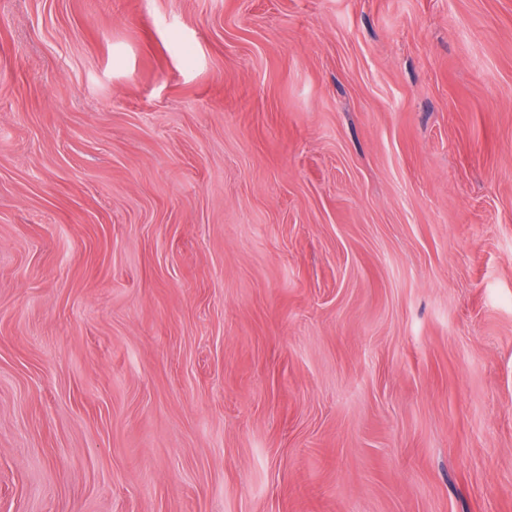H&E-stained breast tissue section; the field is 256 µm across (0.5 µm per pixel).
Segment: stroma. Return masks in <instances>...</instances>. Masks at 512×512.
Masks as SVG:
<instances>
[{
    "label": "stroma",
    "instance_id": "1",
    "mask_svg": "<svg viewBox=\"0 0 512 512\" xmlns=\"http://www.w3.org/2000/svg\"><path fill=\"white\" fill-rule=\"evenodd\" d=\"M0 512H512V0H0Z\"/></svg>",
    "mask_w": 512,
    "mask_h": 512
}]
</instances>
